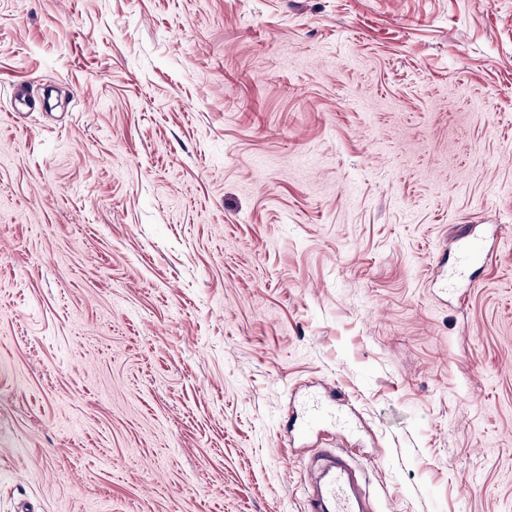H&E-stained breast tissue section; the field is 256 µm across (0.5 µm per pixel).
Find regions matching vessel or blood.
Listing matches in <instances>:
<instances>
[{
    "label": "vessel or blood",
    "instance_id": "1",
    "mask_svg": "<svg viewBox=\"0 0 512 512\" xmlns=\"http://www.w3.org/2000/svg\"><path fill=\"white\" fill-rule=\"evenodd\" d=\"M328 411L322 403L310 402L301 421L292 423L297 433H306L326 421ZM319 473L312 489L305 494L304 512H371L363 494L359 474L350 457L328 451L321 455Z\"/></svg>",
    "mask_w": 512,
    "mask_h": 512
}]
</instances>
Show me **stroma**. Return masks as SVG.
Masks as SVG:
<instances>
[{
  "mask_svg": "<svg viewBox=\"0 0 512 512\" xmlns=\"http://www.w3.org/2000/svg\"><path fill=\"white\" fill-rule=\"evenodd\" d=\"M336 446L512 512V0H0V512H303ZM328 411L319 401L313 400L305 409L304 418L297 423L295 421L290 425V432L296 431L298 434H305L311 428L318 426L327 420Z\"/></svg>",
  "mask_w": 512,
  "mask_h": 512,
  "instance_id": "1",
  "label": "stroma"
}]
</instances>
